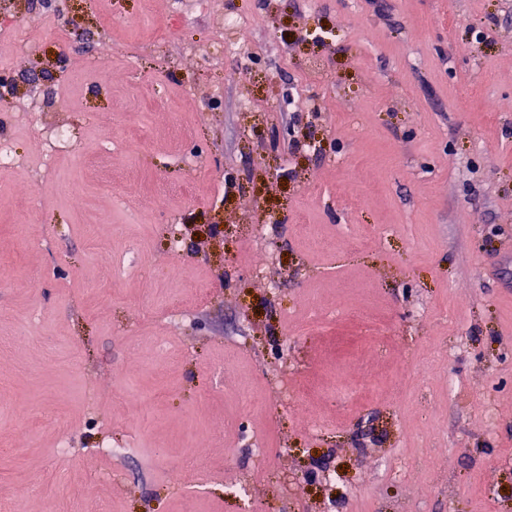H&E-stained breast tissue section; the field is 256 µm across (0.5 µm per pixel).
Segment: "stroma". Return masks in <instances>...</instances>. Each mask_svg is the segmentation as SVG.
<instances>
[{
	"mask_svg": "<svg viewBox=\"0 0 512 512\" xmlns=\"http://www.w3.org/2000/svg\"><path fill=\"white\" fill-rule=\"evenodd\" d=\"M0 11V502L512 512V0ZM13 16L69 18L67 47L15 44ZM414 355L428 381L396 394ZM340 369L373 394L332 398ZM188 448L201 465L168 473Z\"/></svg>",
	"mask_w": 512,
	"mask_h": 512,
	"instance_id": "obj_1",
	"label": "stroma"
}]
</instances>
